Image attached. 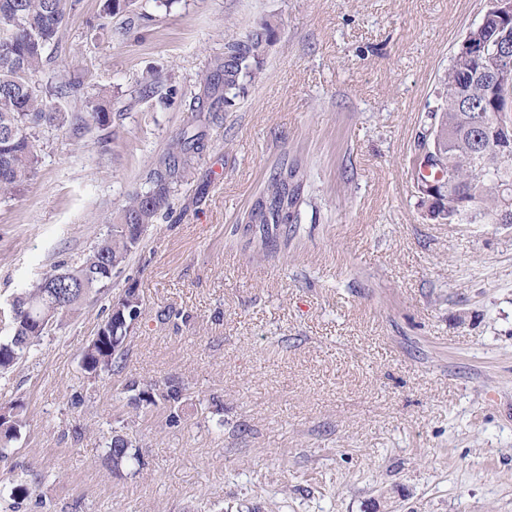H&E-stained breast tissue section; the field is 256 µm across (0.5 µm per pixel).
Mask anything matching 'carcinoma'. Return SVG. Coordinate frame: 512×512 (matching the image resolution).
Segmentation results:
<instances>
[{
    "mask_svg": "<svg viewBox=\"0 0 512 512\" xmlns=\"http://www.w3.org/2000/svg\"><path fill=\"white\" fill-rule=\"evenodd\" d=\"M134 0H104L101 18L108 20L127 11ZM78 0H0V195L24 187L38 161L37 129L62 128L69 115L52 106L55 99L74 96L75 85L61 75L54 83L40 78L47 51L56 42L69 11ZM275 29L262 23L243 39L224 44V62L203 79L202 94L193 98V112H217L232 105L230 94L243 88L260 69L263 45L273 40ZM508 91L482 74L476 64L460 68L450 64L444 78L441 103L429 113L440 126L428 167H414L417 182L424 184L442 173L438 187L422 194L426 216L440 224L512 225V167L496 166V152L512 154V131L488 130L485 148L489 158L475 164L473 129L500 107ZM204 150L202 138L188 131L169 146L166 173L155 176L150 189L135 193L119 209L116 221L77 266L62 267L18 293L11 304V334L0 338V372L12 369L49 327L75 316L84 302L109 288L112 274L138 247L142 225L152 224L169 204L173 185L186 179L195 157ZM304 173L299 165H281L268 178L260 196L242 217L244 230L257 240L260 250H272L293 232L290 217L301 199ZM137 297L130 287L115 300L106 320L83 348L82 365L98 375L112 371L121 358L133 327L130 306ZM130 400L141 408L158 402L168 407L169 423L180 421L182 389L170 385L161 391L152 386L128 385ZM21 406L0 408V458L8 455L10 442L21 425ZM106 458L115 468L142 466V456L125 434H113Z\"/></svg>",
    "mask_w": 512,
    "mask_h": 512,
    "instance_id": "cac0c4a2",
    "label": "carcinoma"
}]
</instances>
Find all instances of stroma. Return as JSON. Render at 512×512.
Returning <instances> with one entry per match:
<instances>
[{"mask_svg": "<svg viewBox=\"0 0 512 512\" xmlns=\"http://www.w3.org/2000/svg\"><path fill=\"white\" fill-rule=\"evenodd\" d=\"M81 0L45 76L64 71L106 125L45 128L21 191L0 196V336L14 296L79 263L148 190L183 127L205 149L139 248L12 372L24 424L0 462L18 512H512V226L439 224L418 205L425 114L486 0H135L129 33ZM261 70L218 116L193 113L226 42L261 22ZM161 81L150 100L141 84ZM307 181L276 250L241 218L273 170ZM135 287L118 368L80 352ZM183 389L138 410L130 382ZM145 465L115 474L113 431Z\"/></svg>", "mask_w": 512, "mask_h": 512, "instance_id": "stroma-1", "label": "stroma"}]
</instances>
